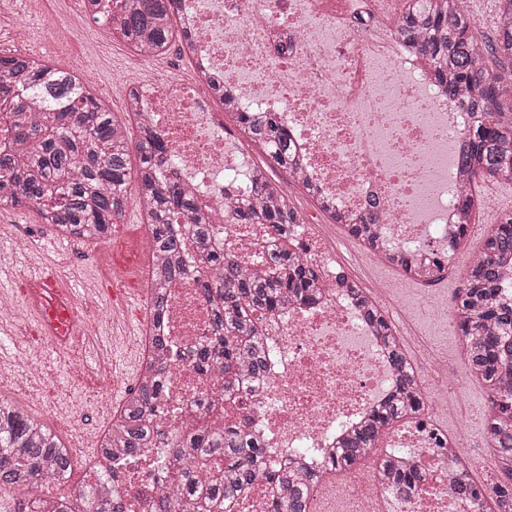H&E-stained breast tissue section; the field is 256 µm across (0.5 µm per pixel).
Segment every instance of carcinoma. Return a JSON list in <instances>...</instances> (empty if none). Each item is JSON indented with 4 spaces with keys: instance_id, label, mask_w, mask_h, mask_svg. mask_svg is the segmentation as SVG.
<instances>
[{
    "instance_id": "carcinoma-1",
    "label": "carcinoma",
    "mask_w": 512,
    "mask_h": 512,
    "mask_svg": "<svg viewBox=\"0 0 512 512\" xmlns=\"http://www.w3.org/2000/svg\"><path fill=\"white\" fill-rule=\"evenodd\" d=\"M179 0H132L117 18L113 34L137 55H164L174 40L189 41L175 31ZM406 12L399 37L427 58L448 97L478 116L464 137L457 175L465 216L484 209L487 201L470 192V184L486 178L512 183V0H496L497 23L491 38L473 32L465 0H415ZM224 110L234 112L244 134L289 175L297 159L288 132L274 115L233 111L220 86H213ZM0 102L15 112L13 150L0 149V206L27 209L39 222L63 237L84 241L107 237L123 218L130 190L142 198L143 216L153 252L150 315L156 330L151 352L143 363L136 387L101 439L91 481L76 485L67 495L37 496L18 502L17 512H123L115 485L123 480L115 463L116 449L134 457L154 439L166 453L185 463L179 480L160 498L157 512H175L169 499H185L193 512H230L234 500L255 483L274 484L281 499L271 512H309L314 490L328 473L348 471L378 451L386 430L402 419L422 413L425 402L413 368L393 328L366 289L352 281L350 292L364 318L383 343L396 371L393 396L358 428L346 435L336 457L318 473L286 466L268 472L264 451L241 427L197 429L177 443L152 425L148 414L161 398L162 383L171 374L169 342L160 332L168 307L167 291L186 274L180 255L185 237L173 227L177 214L185 217L207 253L211 277L203 284L210 301L214 339L190 350L193 368L211 370L224 379L223 391L237 387L245 372L252 379L264 375L267 358L256 332L253 313L273 311L288 302H304L320 293L315 271L296 249L286 246L288 225L299 223L295 209L269 174L255 168L252 183L256 202L234 211L238 224H269L279 243L255 269L243 268L231 255L212 247L213 225L198 198L177 178L161 180L158 167L165 148L152 128L137 123L131 140L127 124L109 112L93 85L80 74L25 54H0ZM137 155L136 177L130 157ZM377 215L366 214L350 225V232L370 245L369 225ZM469 225H458L448 252L437 254L424 269L406 251L389 261L418 281L433 284L448 267L451 254L464 241ZM512 259V214L492 225L482 249L462 276L455 293L454 319L461 332L470 372L489 390L491 410L487 431L495 457L496 476L481 482L461 466L451 472V491L474 502L477 512H512V304L499 296L502 264ZM378 469L394 491L409 496L422 474L398 455L380 457ZM72 473L71 451L47 422L8 402L0 394V490L17 487H56ZM84 510L78 511L75 502Z\"/></svg>"
}]
</instances>
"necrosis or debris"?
Segmentation results:
<instances>
[{"label":"necrosis or debris","instance_id":"4bbe7bcc","mask_svg":"<svg viewBox=\"0 0 512 512\" xmlns=\"http://www.w3.org/2000/svg\"><path fill=\"white\" fill-rule=\"evenodd\" d=\"M410 0H180L179 19L191 38L194 65L205 72L177 81L136 83L134 107L151 122L178 174L205 198L218 243L246 268L257 265L277 237L266 224H238L226 194L252 201L253 164L211 106L212 84L224 85L238 110L276 113L299 159L300 192L316 191L338 215L359 218L378 203L375 250L349 255L341 238L324 232L316 213L301 214L288 237L321 284L315 305L256 317L269 354L254 386L222 405L218 382L194 371L189 347L212 335L209 304L198 275L171 290L165 317L173 374L157 414L170 436L190 421L244 427L265 448L269 464L304 450L311 468L335 456L341 432L357 426L384 398L393 379L380 343L362 321L346 280L386 264L395 248L428 258L446 251L457 224L453 173L462 134L476 117L448 101L416 49L397 36ZM123 0H99L60 20L47 13L16 22L18 47L38 49L67 40L74 30L119 14ZM384 314L397 336L436 380L423 413L410 418L388 446L408 453L425 472L418 490L398 500L399 512H475L448 485V450L465 447L469 433L455 382L441 350L409 326L405 308L387 299ZM455 432L440 428L445 418ZM144 449L125 461L124 512H152L173 468Z\"/></svg>","mask_w":512,"mask_h":512}]
</instances>
